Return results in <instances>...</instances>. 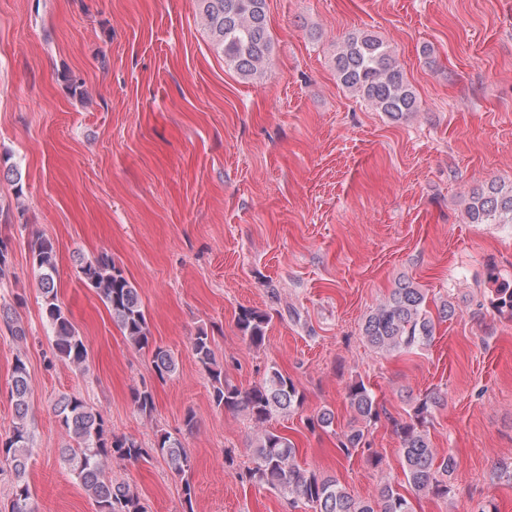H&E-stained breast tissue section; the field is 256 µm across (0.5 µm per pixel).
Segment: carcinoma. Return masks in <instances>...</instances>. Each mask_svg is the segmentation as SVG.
<instances>
[{"instance_id": "carcinoma-1", "label": "carcinoma", "mask_w": 512, "mask_h": 512, "mask_svg": "<svg viewBox=\"0 0 512 512\" xmlns=\"http://www.w3.org/2000/svg\"><path fill=\"white\" fill-rule=\"evenodd\" d=\"M200 14L212 43L241 77L251 78L264 69L271 51L266 0H200ZM333 63L342 86L390 118L398 121L418 111L413 86L392 50L378 37L366 32L349 34L336 47ZM0 163L3 176L15 184L16 197H21L18 165L8 153L0 157ZM465 217L471 224H512V183L493 181L473 189L465 205ZM28 250L38 272L44 317L52 337L50 361L81 367L88 360V350L58 297L56 246L50 238L36 235L28 241ZM78 269L82 282L97 293L128 342L138 349L149 346L152 334L148 318L138 290L124 270L105 253L79 258ZM431 302L412 280H398L389 296L367 314L362 324L365 341L385 354L426 348L432 343L437 326L456 313L454 304L442 296ZM492 305L499 312L512 313V289H497ZM270 321L268 313L252 308L243 307L236 316L243 339L256 348L264 344ZM1 325L13 340L27 339V330L18 319L14 304L7 300H0ZM214 343L215 337L205 330L192 340L197 362L212 379L215 407L243 412L255 424L262 425L277 413L303 406L304 395L277 368L271 369L262 383L245 391L228 384L216 360ZM153 358L159 381H166L176 372V360L170 350L157 346ZM31 391L26 361L18 355L9 387L15 421L8 433L0 434V477H6L11 487L7 502L0 504V512H36L27 480L33 440L28 423ZM347 400L354 417L338 435L337 448L346 456L360 449L366 453L367 461L377 465L381 457L367 439L368 428L379 418L375 396L359 380L348 387ZM132 402L145 415L155 409L154 393L146 386L132 392ZM446 402L444 393L430 392L415 400L409 420L396 424L404 482L418 497H446L451 491L456 457L451 453L437 455L427 430L432 411ZM54 411L71 440L59 449L60 458L93 500L96 512H147L137 490L105 477L104 468L113 460L137 463L153 453L166 458L181 479L184 503L191 505L193 464L180 437L163 432L152 447L145 448L134 438L111 433L104 414L75 393L61 395ZM250 452L253 465L241 470V482L276 491L292 508L301 502L310 512H414L408 497L390 483L381 485L366 499H357L336 478L302 468L294 442L271 430H261L251 442Z\"/></svg>"}]
</instances>
